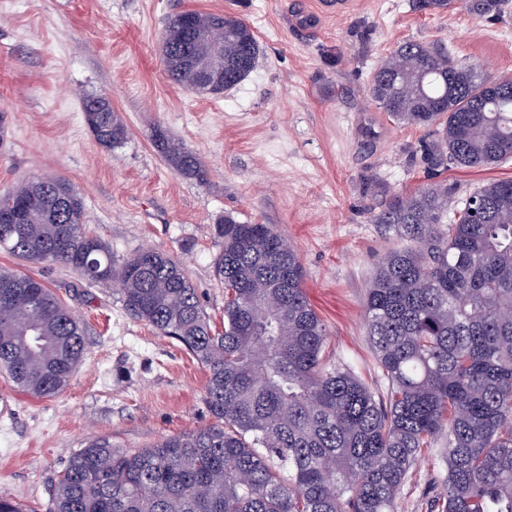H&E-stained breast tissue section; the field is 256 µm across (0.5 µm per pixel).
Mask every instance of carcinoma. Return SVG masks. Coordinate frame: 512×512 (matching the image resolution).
<instances>
[{
  "label": "carcinoma",
  "mask_w": 512,
  "mask_h": 512,
  "mask_svg": "<svg viewBox=\"0 0 512 512\" xmlns=\"http://www.w3.org/2000/svg\"><path fill=\"white\" fill-rule=\"evenodd\" d=\"M508 6L462 0L476 17ZM190 14L183 47L230 88L247 78L260 53L254 31L226 15L217 33L218 16ZM370 94L393 119L436 127L424 146L435 170H487L512 157V76L408 41L375 66ZM83 112L102 146L125 139L108 98H84ZM154 142L180 174L204 179L196 157L165 133ZM10 195L23 202L25 223H0L1 248L63 263L89 282L120 281L131 313L207 374L210 424L137 452L88 441L68 460L53 512H394L422 449L438 444L448 472L431 509L512 512V179L477 190L452 224L443 182L395 197L376 215L403 239L366 293L382 397L326 355L298 255L271 225L218 223L219 328L167 252L145 248L115 262L83 228V199L65 180L26 182ZM84 352L74 313L45 283L0 270V366L22 390L58 393Z\"/></svg>",
  "instance_id": "1"
}]
</instances>
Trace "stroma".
Returning a JSON list of instances; mask_svg holds the SVG:
<instances>
[{
	"instance_id": "1",
	"label": "stroma",
	"mask_w": 512,
	"mask_h": 512,
	"mask_svg": "<svg viewBox=\"0 0 512 512\" xmlns=\"http://www.w3.org/2000/svg\"><path fill=\"white\" fill-rule=\"evenodd\" d=\"M187 9L241 18L258 38L254 70L223 95H195L167 75L161 34ZM406 41L437 42L458 62L512 76V7L478 18L460 0L441 12L356 0L349 15L324 19L316 0H0V194L65 179L115 261L146 247L168 252L218 324L217 222L273 225L298 253L329 355L385 394L364 303L377 263L402 240L375 214L440 179L453 209L487 181L512 178V158L434 175L419 152L432 129L399 124L372 101L376 64ZM94 95L108 97L127 128L114 148L85 122L82 99ZM158 129L196 155L206 180L175 171L154 142ZM0 269L46 283L77 315L86 346L52 397L23 392L0 371V497L52 512L69 457L89 440L137 451L210 423L204 369L132 315L120 288L3 249ZM446 471L442 448L424 449L395 512H430Z\"/></svg>"
}]
</instances>
